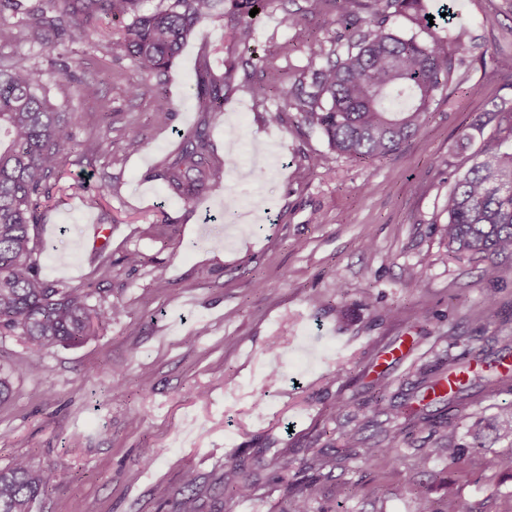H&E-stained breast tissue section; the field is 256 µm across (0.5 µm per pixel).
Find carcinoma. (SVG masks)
Instances as JSON below:
<instances>
[{
	"label": "carcinoma",
	"instance_id": "cac0c4a2",
	"mask_svg": "<svg viewBox=\"0 0 512 512\" xmlns=\"http://www.w3.org/2000/svg\"><path fill=\"white\" fill-rule=\"evenodd\" d=\"M43 0L31 9L20 0H0V13L21 14L18 26L26 36L44 43L49 33L58 41L88 40L99 22L112 19L120 34L118 46L132 61L140 78L123 86L137 99L157 94L151 82L171 66L183 44L202 22L220 18L237 35L246 57L231 63L224 77L197 76L196 98L206 112L224 109L226 92L238 70L260 71L251 84L254 97L265 99L278 87L279 76L265 58L250 49L254 29L267 10L282 0ZM329 5L348 32L347 43L334 39L320 51V63L302 70L290 89L286 104L304 120L319 127L331 151L355 162L388 158L416 138L428 118L436 93L448 90L455 70L464 64L458 39L440 36L429 25L425 0H366L362 16L353 10L357 0H321ZM259 13L250 16L251 9ZM415 20L420 32L404 36L389 27L395 16ZM427 38H419V33ZM50 74L31 64L25 54L0 65V336H20L36 354L57 347L86 343L97 330L125 314L116 302L90 304L88 288H66L41 277L37 261L40 209L50 200L61 177L64 159L79 146L74 134L75 113L53 107L41 93ZM493 125L491 140L470 157L471 165L455 178L444 202L448 222L443 234L448 254L486 261L485 275L498 277L497 258L512 256V151L495 144L512 143V100L503 99L474 125L483 132ZM182 146L170 155L161 172L169 193L185 202L222 191L206 124L181 134ZM72 190L101 205L111 185L101 179L81 182ZM499 355L489 364L483 357L450 358L420 369L401 400L387 393L380 381L372 387L371 404L386 415L377 435L349 431L338 447L311 448L303 466L316 473H332L352 459L367 464L380 460L396 463L404 457L406 438L416 429L440 428L426 453L417 460L425 471L435 459L462 461L469 449L457 444L452 433L454 416L476 400L512 392V369ZM497 436L512 439V403L499 408ZM276 478L289 485L288 451L275 459ZM54 475L32 470L23 458L0 469V512H33ZM230 498L253 494L245 461L224 466L218 478ZM201 476L189 469L182 475L179 512H200ZM319 487L292 486L286 512H311ZM420 512H461L450 496L438 504L425 501Z\"/></svg>",
	"mask_w": 512,
	"mask_h": 512
}]
</instances>
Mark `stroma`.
<instances>
[{
    "instance_id": "1",
    "label": "stroma",
    "mask_w": 512,
    "mask_h": 512,
    "mask_svg": "<svg viewBox=\"0 0 512 512\" xmlns=\"http://www.w3.org/2000/svg\"><path fill=\"white\" fill-rule=\"evenodd\" d=\"M453 2L451 23L469 49L460 82L449 97H436L417 138L373 163L330 152L321 131L280 93L255 98L242 77L223 112L202 116L198 72L223 76L242 54L221 19L198 26L161 75L157 96L129 99L116 86L139 75L110 21L92 40L49 49L20 35L16 15H0V63L23 53L45 70L68 66L97 90L78 98L64 76L50 82L53 102L79 116L80 147L64 160L42 210L41 275L126 308L87 343L45 354L40 375L24 371L32 354L22 338L0 336V374L12 383L0 402V467L22 456L57 475L34 512H175L188 468L207 483L201 512H281L274 454L286 449L298 461L310 441L325 445L378 421L372 381L398 393L421 365L512 341V257L499 258L496 280L485 279L483 261L448 258L440 232L452 173L467 168L464 133L495 103L512 99V73L494 63L512 56V0ZM300 7L309 15L294 29L281 25L282 10H269L253 42L278 70L282 89L317 63L320 43L342 32L314 0H289L286 8ZM161 106L171 114L164 124L152 118ZM203 119L225 192L191 203L172 196L160 173L181 131ZM132 128L143 142L134 154L125 149ZM103 136L107 152H85ZM319 155L323 163L311 166ZM103 178L113 190L102 206L71 189ZM228 207L247 210L248 229L216 222ZM315 215L321 223H312ZM105 221L110 237L100 250L91 227ZM134 249L145 258L137 270L104 266L103 254L117 259ZM418 275L421 285L411 287ZM489 294L496 305L482 321ZM390 307L395 315H387ZM273 368L284 375L275 385L267 379ZM200 389L205 399H197ZM511 399L491 396L458 414L455 438L470 447L469 461L446 459L432 473L418 472L430 445L424 429L397 464L352 460L321 480L312 512H419L421 498L448 494L463 512H512V474L498 465L512 441L490 429ZM147 448L156 454L150 464ZM242 458L257 490L244 500L218 496L211 483ZM396 484L403 495L389 493Z\"/></svg>"
}]
</instances>
